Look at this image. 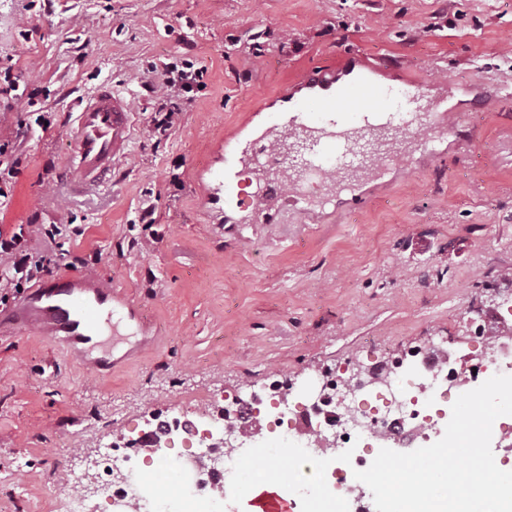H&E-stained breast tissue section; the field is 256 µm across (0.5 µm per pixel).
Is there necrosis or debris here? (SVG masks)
Instances as JSON below:
<instances>
[{
	"label": "necrosis or debris",
	"mask_w": 512,
	"mask_h": 512,
	"mask_svg": "<svg viewBox=\"0 0 512 512\" xmlns=\"http://www.w3.org/2000/svg\"><path fill=\"white\" fill-rule=\"evenodd\" d=\"M472 349L456 360L430 345H416L406 352L407 360L420 370L413 377L398 369L394 360L378 363L375 373L386 378L385 391L365 398L358 390H348L342 369L330 371L323 380V391L307 403H295L282 378H268L253 398L222 397L208 392L175 407L173 415H162L152 427L137 434L103 444L90 457L81 458L69 469L72 492L56 498L54 512H97V502L118 507L120 512H140L146 488L123 482L122 476L138 468L145 458L164 459L172 434H181L189 446L185 477L195 486L199 498L225 495L231 489V474L256 449L245 439V429L254 412L272 408L271 423L294 431L303 418H310L312 430L303 447L294 451L297 464H305L326 453L334 462L336 505L343 512H371L365 492L352 482V468L362 467L363 457L347 462L342 448H353L368 439L387 440L409 447L428 446L438 419L451 414L452 396L463 381L483 382L495 375H512V352L502 354L485 334L483 313L468 311ZM195 412L219 424L223 434L205 436L188 427L186 416ZM330 449H322V442Z\"/></svg>",
	"instance_id": "obj_1"
}]
</instances>
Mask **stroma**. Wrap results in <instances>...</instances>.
<instances>
[{"mask_svg":"<svg viewBox=\"0 0 512 512\" xmlns=\"http://www.w3.org/2000/svg\"><path fill=\"white\" fill-rule=\"evenodd\" d=\"M353 54L388 76L391 111L407 106L402 82L446 85V135L361 184V206L340 194L250 224L244 168L239 205L212 211L209 170L303 75ZM174 57L206 67L207 85L161 135L154 70ZM6 68L19 88L0 94V161L15 166L0 228L83 225L65 250L99 251L83 275L110 279L139 318L89 354L34 327L0 332V512L20 495L51 512L71 457L205 391L246 398L280 375L309 399L318 366L417 343L456 358L476 307L497 328L488 288L512 270V0H0ZM103 82L131 97L136 136L111 182L76 194L62 179L69 114ZM252 427L265 451L247 468L294 472L267 413Z\"/></svg>","mask_w":512,"mask_h":512,"instance_id":"stroma-1","label":"stroma"}]
</instances>
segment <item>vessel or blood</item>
<instances>
[{"instance_id": "obj_1", "label": "vessel or blood", "mask_w": 512, "mask_h": 512, "mask_svg": "<svg viewBox=\"0 0 512 512\" xmlns=\"http://www.w3.org/2000/svg\"><path fill=\"white\" fill-rule=\"evenodd\" d=\"M383 87L362 72L343 81L335 70L323 69L307 73L296 90L285 93L287 114H272L265 131L242 150L257 181L252 223H277L290 202L311 205L313 189L326 179L362 184L405 155L403 131L432 125L448 112L446 102L427 101L420 84L405 87L414 104L410 116L384 109L352 111L363 91ZM134 129L132 103L112 85H100L80 99L67 168L70 186L84 192L104 187L113 165L126 158ZM235 185V175L225 168L211 174L206 192L211 199L228 200ZM117 297L109 280L64 275L35 287L23 305L33 310L34 325L54 341L92 349L112 322Z\"/></svg>"}]
</instances>
